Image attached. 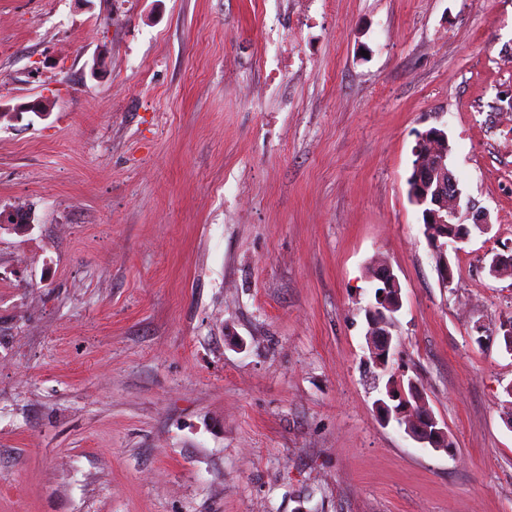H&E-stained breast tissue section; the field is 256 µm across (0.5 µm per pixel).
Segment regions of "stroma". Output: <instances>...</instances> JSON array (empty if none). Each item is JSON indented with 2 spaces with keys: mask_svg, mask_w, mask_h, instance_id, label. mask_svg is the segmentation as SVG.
I'll return each mask as SVG.
<instances>
[{
  "mask_svg": "<svg viewBox=\"0 0 512 512\" xmlns=\"http://www.w3.org/2000/svg\"><path fill=\"white\" fill-rule=\"evenodd\" d=\"M507 57L512 0H0V512H512ZM377 259L452 452L376 413ZM448 138L445 130L440 128H430L429 130L420 133L418 140L421 141L425 139L427 141H423L420 144V152L419 157L424 161L426 166H429L430 163L434 162L436 159L445 158L448 163V157L451 153V146L449 144L448 139L446 141L439 140H428V139H446ZM436 171L432 172L429 170H426L422 167L421 161H418L414 165V176L411 178L413 182V195H412V201L417 204L418 206H423L427 200V192L425 189L426 184H431L434 178V174H436V177H438V189L435 191V194L433 196L432 204L440 206L442 199L444 197V193L448 192V190L453 191V193L456 196V204L459 201V192L457 190V180L454 176L453 172L450 170L447 165L444 164V159L438 160L435 165ZM421 171H424V174L421 175ZM456 190V191H455ZM454 197L451 194H448V197L446 199V204L450 207H455L456 204L453 203Z\"/></svg>",
  "mask_w": 512,
  "mask_h": 512,
  "instance_id": "1",
  "label": "stroma"
}]
</instances>
